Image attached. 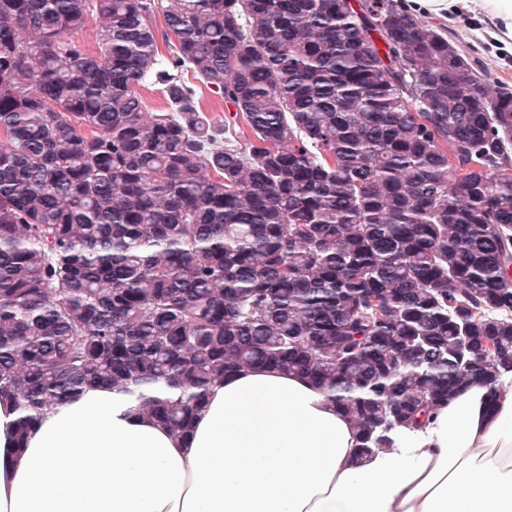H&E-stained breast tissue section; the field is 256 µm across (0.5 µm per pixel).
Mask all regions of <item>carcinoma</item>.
Instances as JSON below:
<instances>
[{"label": "carcinoma", "instance_id": "obj_1", "mask_svg": "<svg viewBox=\"0 0 512 512\" xmlns=\"http://www.w3.org/2000/svg\"><path fill=\"white\" fill-rule=\"evenodd\" d=\"M264 366L362 459L512 371V87L403 0H0L16 452L94 389L186 435ZM199 98L202 108L207 113V116L213 121L216 126L224 127V105L220 98L211 93L207 88H203L199 93Z\"/></svg>", "mask_w": 512, "mask_h": 512}]
</instances>
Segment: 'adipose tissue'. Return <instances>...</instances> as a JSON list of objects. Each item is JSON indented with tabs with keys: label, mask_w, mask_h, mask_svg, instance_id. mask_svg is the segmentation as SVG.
<instances>
[{
	"label": "adipose tissue",
	"mask_w": 512,
	"mask_h": 512,
	"mask_svg": "<svg viewBox=\"0 0 512 512\" xmlns=\"http://www.w3.org/2000/svg\"><path fill=\"white\" fill-rule=\"evenodd\" d=\"M16 422L0 398V512H512V373L363 460L320 389L267 367L214 386L183 437L106 390L45 413L19 456Z\"/></svg>",
	"instance_id": "ef3b65f1"
}]
</instances>
